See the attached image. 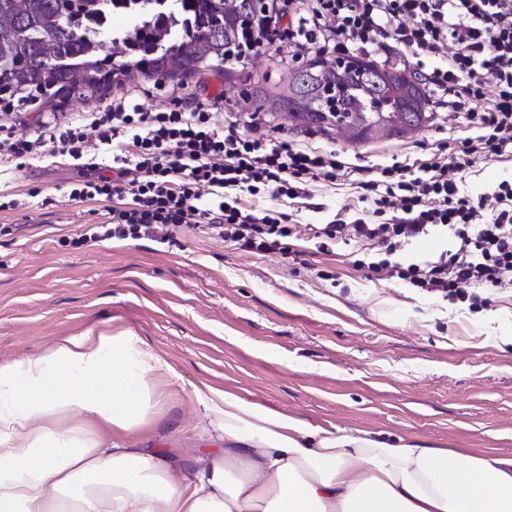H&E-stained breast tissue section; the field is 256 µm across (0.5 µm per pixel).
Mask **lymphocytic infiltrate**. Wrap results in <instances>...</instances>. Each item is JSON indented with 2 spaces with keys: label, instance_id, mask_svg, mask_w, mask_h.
<instances>
[{
  "label": "lymphocytic infiltrate",
  "instance_id": "obj_1",
  "mask_svg": "<svg viewBox=\"0 0 512 512\" xmlns=\"http://www.w3.org/2000/svg\"><path fill=\"white\" fill-rule=\"evenodd\" d=\"M287 39L280 52L297 59L319 49L372 54L392 41L412 58L438 59L426 76L449 120L467 115L483 135L462 156L433 155L419 169L404 166L397 183L370 181L376 205L392 223H289L287 214L251 204V196L307 197L321 182H335L345 165L333 150L295 139L250 134L252 113L231 119L202 103L175 99L162 112L144 111L131 98L114 99L103 112L67 122L38 116L37 129L18 136L0 124V158L26 161L62 154L80 174L71 200L109 202L108 220L85 225L78 244L114 238L168 240L185 227L204 226L224 241L262 253L289 254V238L307 234L320 249L356 242L383 252L374 272L413 240L443 236L435 260L395 269L399 280L445 297L512 288V182L490 197L472 198L457 183L461 157L499 158L512 151V0H288ZM120 152L113 176L97 175L99 154Z\"/></svg>",
  "mask_w": 512,
  "mask_h": 512
}]
</instances>
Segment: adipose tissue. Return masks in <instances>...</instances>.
<instances>
[{
    "label": "adipose tissue",
    "instance_id": "1",
    "mask_svg": "<svg viewBox=\"0 0 512 512\" xmlns=\"http://www.w3.org/2000/svg\"><path fill=\"white\" fill-rule=\"evenodd\" d=\"M183 377L129 329L0 364V512H512V457L331 433L192 385L213 448L192 472L121 435Z\"/></svg>",
    "mask_w": 512,
    "mask_h": 512
}]
</instances>
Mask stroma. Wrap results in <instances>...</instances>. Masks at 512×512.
Returning <instances> with one entry per match:
<instances>
[{
  "label": "stroma",
  "mask_w": 512,
  "mask_h": 512,
  "mask_svg": "<svg viewBox=\"0 0 512 512\" xmlns=\"http://www.w3.org/2000/svg\"><path fill=\"white\" fill-rule=\"evenodd\" d=\"M295 62L275 51L250 58L243 76L210 71L177 82L134 76L63 103L69 116L101 112L132 97L146 111L173 97H218L236 111L241 95L278 83ZM405 136L350 142L338 134L291 131L283 112H262L256 134L334 150L352 180L318 184L295 201L261 198L293 224L352 221L375 211L365 181L427 158L439 145L459 151L478 125L449 122L444 105ZM78 170L69 157L16 166L0 161V192L23 200L0 210V363L37 356L89 329L129 328L185 380L206 382L326 431H367L393 445L512 457V292L484 303L434 298L399 279H377L375 250L337 243L330 252L289 240L290 256L249 252L186 229L172 240H112L74 246L84 225L107 219L100 201L65 193ZM471 196L512 181V156L478 159L461 172ZM302 259H294V252ZM207 432L189 389L174 388L158 424L128 434L133 447L155 443L187 452Z\"/></svg>",
  "instance_id": "1"
}]
</instances>
